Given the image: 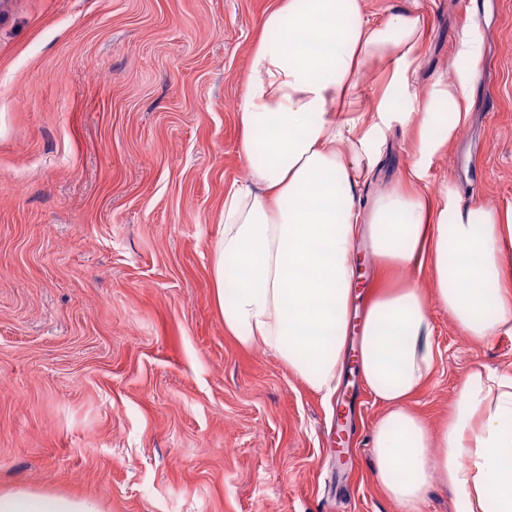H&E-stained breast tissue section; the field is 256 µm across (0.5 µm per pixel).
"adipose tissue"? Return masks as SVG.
Returning <instances> with one entry per match:
<instances>
[{
    "instance_id": "obj_1",
    "label": "adipose tissue",
    "mask_w": 512,
    "mask_h": 512,
    "mask_svg": "<svg viewBox=\"0 0 512 512\" xmlns=\"http://www.w3.org/2000/svg\"><path fill=\"white\" fill-rule=\"evenodd\" d=\"M426 29L418 11L368 19L362 0H275L250 45L238 101L249 179L224 195L215 301L226 334L271 352L328 398L344 372L356 241L368 239L378 275L429 271L432 294L412 280L370 293L357 366L385 408L370 434L376 479L402 512H418L437 477L458 492L459 512H512V376L467 374L452 417L436 430L407 407L435 362L432 307L478 339L512 333L504 285L512 211L417 189L468 118L480 53L463 29L454 80H435L417 114L400 111ZM376 65L381 74L367 100L362 78ZM410 121L404 180L362 197L393 126ZM0 512L102 507L20 488L0 492Z\"/></svg>"
}]
</instances>
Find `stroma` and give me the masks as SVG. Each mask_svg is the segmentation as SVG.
<instances>
[{"label":"stroma","mask_w":512,"mask_h":512,"mask_svg":"<svg viewBox=\"0 0 512 512\" xmlns=\"http://www.w3.org/2000/svg\"><path fill=\"white\" fill-rule=\"evenodd\" d=\"M428 27L406 102L454 79L477 24L472 107L423 183L512 209V0H362ZM272 0H0V489L103 512H399L374 473L384 408L348 363L330 399L224 331L212 268L248 178L237 105ZM411 161L394 127L373 195ZM410 408L438 429L472 370L512 375L433 310Z\"/></svg>","instance_id":"1"}]
</instances>
